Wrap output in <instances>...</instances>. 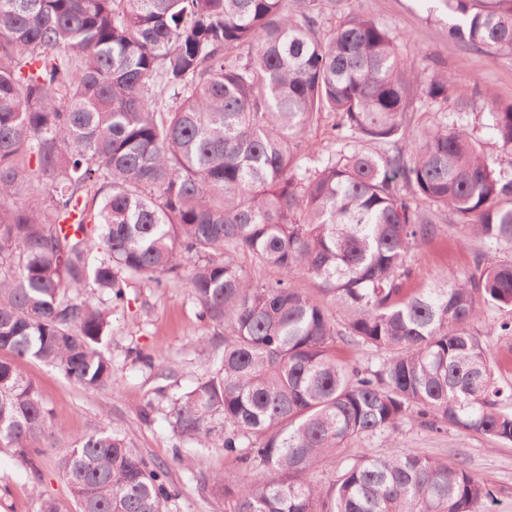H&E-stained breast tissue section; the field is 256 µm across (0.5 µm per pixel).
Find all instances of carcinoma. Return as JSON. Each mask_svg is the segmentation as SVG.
Listing matches in <instances>:
<instances>
[{
    "instance_id": "carcinoma-1",
    "label": "carcinoma",
    "mask_w": 512,
    "mask_h": 512,
    "mask_svg": "<svg viewBox=\"0 0 512 512\" xmlns=\"http://www.w3.org/2000/svg\"><path fill=\"white\" fill-rule=\"evenodd\" d=\"M297 3L0 0V445L38 475L64 438L15 359L107 388L101 344L128 279L183 274L198 320L230 335L220 367L176 399L173 428L267 474L213 477L230 512H493V479L397 447L405 425L512 443V379L498 376L512 316L495 351L474 328L478 298L512 312V258H493L512 245V178L465 130H409L415 101L447 102L453 75L425 77L369 18L327 26L320 0ZM448 7L452 37L512 53V0ZM324 112L357 148L307 153ZM487 119L512 155V103ZM445 210L482 244L476 273L408 293V256L451 233ZM239 253L279 277L253 282ZM339 340L377 361L336 360ZM363 436L386 451L314 479ZM64 445L76 512H165L175 496L108 427Z\"/></svg>"
}]
</instances>
